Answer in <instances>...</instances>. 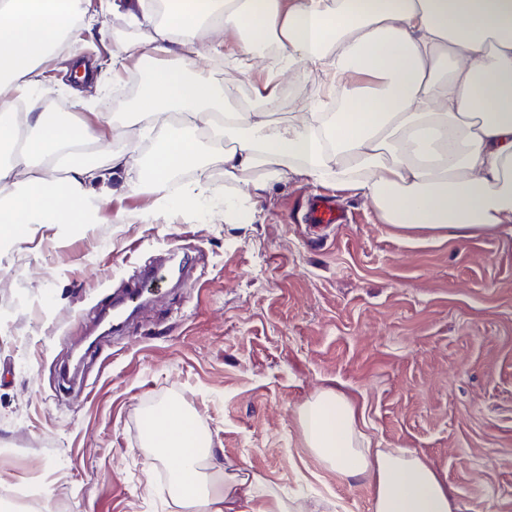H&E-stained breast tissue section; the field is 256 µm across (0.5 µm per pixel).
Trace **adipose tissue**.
I'll return each mask as SVG.
<instances>
[{
	"label": "adipose tissue",
	"instance_id": "1",
	"mask_svg": "<svg viewBox=\"0 0 512 512\" xmlns=\"http://www.w3.org/2000/svg\"><path fill=\"white\" fill-rule=\"evenodd\" d=\"M125 14L144 31L113 65L146 59L135 111L161 137L151 160L150 223L197 208L211 194L200 131L222 156L224 180L246 181L248 205L224 200L228 224H251L273 181L303 177L369 199L383 223L439 240L512 234V0H171L156 19L148 0H99L98 15ZM85 0H0V144L26 134L24 150L0 165V245L43 224H94L103 199L92 188L107 171L77 161L82 144L106 146L111 131L42 111L29 98L44 66L93 27ZM224 53L237 68L265 58L251 101L230 109L224 87L202 70L170 66ZM314 69L326 95L301 117L273 121L283 73ZM24 111H16L18 102ZM197 179L179 198L174 173ZM337 388L298 410L305 448L351 480H368L372 512H456L454 490L417 452L374 448ZM148 447L172 458L171 492L182 512H296L259 475L227 473L218 449L178 405L143 423Z\"/></svg>",
	"mask_w": 512,
	"mask_h": 512
}]
</instances>
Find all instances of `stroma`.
Wrapping results in <instances>:
<instances>
[{"label":"stroma","instance_id":"35a3bbf8","mask_svg":"<svg viewBox=\"0 0 512 512\" xmlns=\"http://www.w3.org/2000/svg\"><path fill=\"white\" fill-rule=\"evenodd\" d=\"M80 45L102 85L76 122L112 125V152L144 146L122 108L98 104L112 53L142 32L121 14ZM229 103L258 71L223 56L190 63ZM317 72L285 81L273 117L321 95ZM206 162L220 191L173 223L135 220L153 197L144 163L114 172L102 223L44 225L0 246V494H29V512H180L169 464L143 448L142 419L167 404L195 414L230 468L257 473L310 512H372L367 482L349 481L304 447L297 410L322 389L354 403L381 448H408L456 491L459 512H512V237H408L364 197L303 178L275 184L253 224H227L215 203L235 194L220 152ZM332 196L343 224L303 223L307 201ZM132 221L113 223L116 211ZM176 248L184 285L165 277L121 332L87 346L100 308L141 265Z\"/></svg>","mask_w":512,"mask_h":512}]
</instances>
